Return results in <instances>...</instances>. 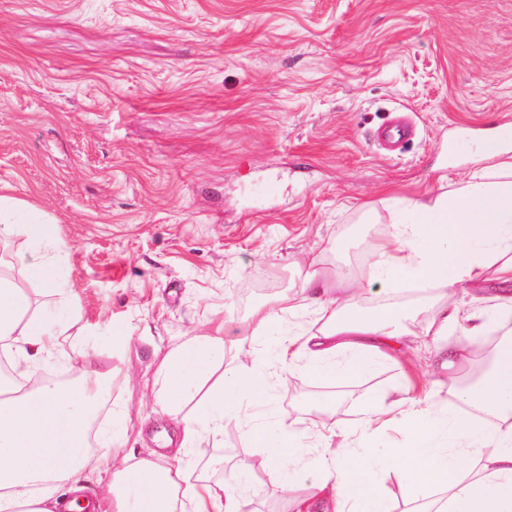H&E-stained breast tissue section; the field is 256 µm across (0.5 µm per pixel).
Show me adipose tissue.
<instances>
[{"label": "adipose tissue", "mask_w": 512, "mask_h": 512, "mask_svg": "<svg viewBox=\"0 0 512 512\" xmlns=\"http://www.w3.org/2000/svg\"><path fill=\"white\" fill-rule=\"evenodd\" d=\"M483 157L467 180L407 202L406 220L391 222L366 268L342 274L313 269L294 295L254 307L245 332L272 340L276 381L247 355L225 364L226 347L242 339L222 322L163 354L156 402L182 425L178 446L167 451L175 464L164 470L151 458L119 453L108 432L90 447L91 425L112 382L111 370L94 356L78 367L76 382L33 383L42 362L62 354L59 338L76 316V291L60 274L54 223L0 195V226L28 239L10 265H0V347L27 363L21 379L0 384V512H56L62 493L70 512H251V483L191 477L193 445L220 436L225 417L239 413L244 402L271 407L276 385L287 384L299 365L331 381L366 374L401 352L409 336L447 378L452 403H422L407 382L382 389L363 411L361 433L345 434L313 463V479L295 512H389L387 490L370 488L364 473L346 467L364 441L391 423L403 427L409 441L384 449L379 464L422 492L414 512H512V335L494 345L479 381L461 376L468 338L483 336L492 317L512 315V157L500 158L493 148ZM17 270L58 298V307L35 306L16 283ZM490 276L500 288L487 298L478 288ZM363 281L418 283L434 294L413 309L389 304L367 315L356 310ZM463 286L477 290L475 307L465 315L454 302ZM300 309L310 310L313 322L283 331L287 315ZM463 318L466 340L444 343L449 326ZM93 472L104 481L90 494L85 483Z\"/></svg>", "instance_id": "adipose-tissue-1"}]
</instances>
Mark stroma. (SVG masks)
<instances>
[{
  "label": "stroma",
  "mask_w": 512,
  "mask_h": 512,
  "mask_svg": "<svg viewBox=\"0 0 512 512\" xmlns=\"http://www.w3.org/2000/svg\"><path fill=\"white\" fill-rule=\"evenodd\" d=\"M391 111L417 127L398 157L370 139ZM485 145L512 153V0H0V192L56 224L79 314L50 367L95 338L124 453L178 434L153 399L161 354L238 329L315 259L365 267L392 199L465 181ZM407 379L447 396L411 355L335 383L297 368L255 425L200 441L194 472L237 481L217 457L260 459L257 427L312 434L329 397L359 431ZM314 459L288 494L255 478L254 512H293Z\"/></svg>",
  "instance_id": "stroma-1"
}]
</instances>
